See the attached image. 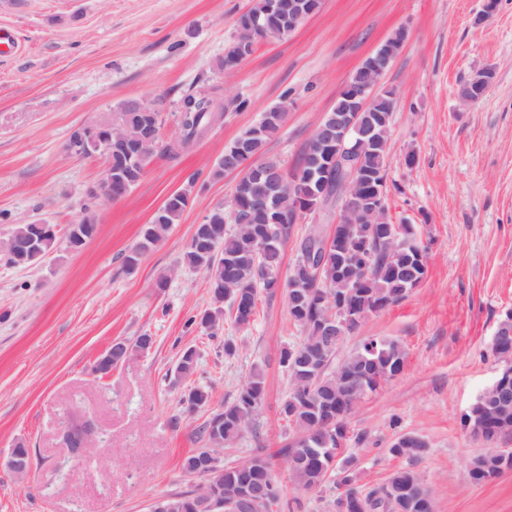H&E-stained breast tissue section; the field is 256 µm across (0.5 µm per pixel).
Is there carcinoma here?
Here are the masks:
<instances>
[{
	"label": "carcinoma",
	"instance_id": "cac0c4a2",
	"mask_svg": "<svg viewBox=\"0 0 512 512\" xmlns=\"http://www.w3.org/2000/svg\"><path fill=\"white\" fill-rule=\"evenodd\" d=\"M272 0H252L249 10L237 21L240 34H245L251 21L273 19ZM182 99L193 105L181 123L185 141L195 142L213 123V113L206 103L188 92ZM349 94L340 92L314 134L324 142L336 139L338 128L348 115ZM394 99L383 96L373 111L366 113V121L376 126V133L388 140ZM286 112H271L255 125L244 129L239 138L246 140L248 149L262 164L259 177L243 179L237 189L238 213L245 219L244 226L232 223L224 205L217 204L206 221L195 227L190 243L181 258V265L189 270L205 273L211 294L212 307L187 319V324L205 331L216 330L223 321V305L229 306L233 322L248 327L254 322L261 295H274L279 288H295L297 293L288 305L289 316L303 333L298 345L286 347L280 356V365L288 373L292 391L281 407V415L295 427L293 439L279 450L288 460L290 480L304 490H317L331 480L342 495L355 502L353 512H427L424 503L428 491L411 468L394 471L386 482L374 488L357 484L353 469L354 458L346 455L349 441L347 419L369 393L393 376L402 373L406 365L403 345L381 336H368L345 354H339L344 339L328 341L325 336L328 310L350 304L353 311L362 314L351 323L347 335H352L376 307L386 308L402 298L421 281L427 262L420 259L418 244L411 237L408 225H401V244L391 248L387 239L363 237L354 226L344 234L341 248L324 249L323 236L313 231L300 245V255L286 280L277 272L280 247L294 223V205L324 181L336 183V166L330 165L323 153L308 143L297 166L291 171L293 187L281 185L286 172L283 163L265 156V146L284 127ZM113 125L130 145L140 149L137 165L144 168L156 152L141 144L140 119L134 112L116 106L112 110ZM362 170L383 174L387 170L388 150L379 144L358 145ZM198 176L189 178L186 185L172 193L146 225L140 242L124 258V267L134 270L142 255L160 243L173 225L179 223L188 207ZM76 247L93 238L97 224L90 216L71 225ZM39 241V252L29 254L33 264L50 253L55 235L40 226L17 224L9 240L20 252L29 250L33 239ZM369 262L368 272L360 271ZM154 338L143 333L132 342L120 340L112 346V360L98 358L93 371L104 377L124 364L135 354L150 351L148 343ZM198 354L194 347L184 348L175 369L181 379L197 371ZM265 396V375L256 366L245 379L230 402L212 411L199 429L211 447L201 448L187 456L183 469L203 479L210 495L223 507L220 512H270L274 498L280 497V487L271 459L263 450H256L239 464L219 465L214 471L204 467V455L219 453L215 445L234 440L253 423ZM185 409L194 413L211 402L210 387L197 384L181 398ZM464 426L485 425L496 433V438L512 434V375L502 374L496 388L481 393L463 417ZM426 452L422 439L403 435L395 441L389 453L413 463ZM505 469H512V453H484L473 458L467 468L470 481L479 483L494 477ZM197 491L190 490L161 497L165 512H201Z\"/></svg>",
	"mask_w": 512,
	"mask_h": 512
}]
</instances>
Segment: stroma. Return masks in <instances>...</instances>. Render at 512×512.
<instances>
[{
	"label": "stroma",
	"mask_w": 512,
	"mask_h": 512,
	"mask_svg": "<svg viewBox=\"0 0 512 512\" xmlns=\"http://www.w3.org/2000/svg\"><path fill=\"white\" fill-rule=\"evenodd\" d=\"M249 3L0 0V28L20 44L0 59V240L20 223L56 229L41 263L16 267L0 254V512H150L158 497L195 489L200 480L183 461L205 445L198 429L256 366L265 373L264 400L253 426L225 445L223 462L264 449L281 488L275 512H332L339 489L296 488L278 454L292 434L280 414L292 389L280 352L302 339L285 293L262 298L250 326L228 318L212 336L186 325L212 303L204 273L180 261L195 225L232 196L236 175L207 176L225 147L262 112L284 105L288 121L266 153L293 169L350 76L401 27L408 40L383 79L396 98L387 204L393 223L413 225L428 268L419 287L369 315L342 345L385 336L408 352L404 371L347 420L359 482L378 485L406 466L389 449L400 435H417L428 452L414 469L435 512H512V470L468 480V462L484 444L463 425L503 368L491 341L512 312V0H498L487 17L484 0H322L291 36L264 41L235 70H220ZM480 70L492 73L487 92L463 103L461 85ZM216 81L226 100L246 108L226 113L178 159H152L124 198L100 203L95 237L70 249L68 228L101 176L100 161L67 152L75 128L121 101L171 105ZM193 175L180 224L127 271L123 259L144 225ZM336 219L320 211L296 220L280 276L309 232L330 234ZM143 333L155 338L150 353L97 378L92 368L114 340ZM228 336L238 344L232 357L224 354ZM188 346L199 354L197 372L170 383ZM198 383L210 385V407L190 414L181 397ZM88 424L89 452L71 454L63 432ZM20 441L31 450L24 479L3 464Z\"/></svg>",
	"instance_id": "1"
}]
</instances>
